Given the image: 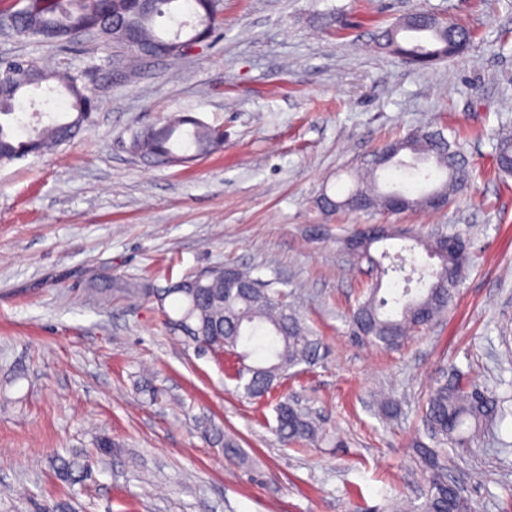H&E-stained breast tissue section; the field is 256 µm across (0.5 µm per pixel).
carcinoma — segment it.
Wrapping results in <instances>:
<instances>
[{"instance_id":"carcinoma-1","label":"carcinoma","mask_w":512,"mask_h":512,"mask_svg":"<svg viewBox=\"0 0 512 512\" xmlns=\"http://www.w3.org/2000/svg\"><path fill=\"white\" fill-rule=\"evenodd\" d=\"M189 6L190 19L177 23L172 31L158 29L162 17L174 19L180 2ZM224 12V0H27L17 14L20 35L40 42L60 45L84 35L110 40L137 57L177 41L194 38L205 41L215 32ZM423 11L411 15L413 23L394 24L381 33L382 46L406 63L421 67L463 53L472 41L471 32L459 25L447 27L443 20L426 22ZM55 80L69 98L71 112L62 121L53 120L19 140L9 131L15 105L24 93ZM90 70L49 71L33 60L10 62L0 75V164L60 146L88 130L96 110L89 91ZM132 152L159 162L184 163L200 159L224 148V131L183 113L169 117L162 125L131 135ZM378 164L366 168L353 179L341 199L327 193L319 197L326 213L337 210L378 211L391 208V193L380 189L377 171L390 167L409 170L420 180L431 178L428 164L440 175L438 184L414 196L400 192L410 209L429 207L432 194L443 196L470 185L471 175L463 147L456 137L442 129L425 128L387 142L375 152ZM494 160L499 172L512 174V135L502 132L494 143ZM363 238L353 254L356 263H367L375 273L362 301L346 315L353 340L382 348L396 349L448 310L468 261L452 267L448 254L435 238L409 237L412 244L401 250L423 248L438 260L436 268L406 269L402 260L383 264L385 251L372 249L381 242L370 228L355 231L343 241L345 247ZM389 277L405 286L380 294L382 281ZM146 293L161 299L165 323L175 333L195 345L237 353L241 368L237 388L253 400L263 401L281 387L291 370L313 366L324 357L323 344L285 289L271 284L235 265L214 266L200 274L186 275L164 288H148ZM273 430L284 444L300 441L317 443L323 433L311 417L281 394L274 406ZM498 413L495 395L475 389L462 374L439 382L428 395L423 409L426 436L431 444L413 443L425 483L424 501L416 512H474L471 501L450 481L446 473V448L463 447L476 438ZM90 468V459H61L57 474L69 483L81 481Z\"/></svg>"}]
</instances>
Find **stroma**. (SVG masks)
<instances>
[{"instance_id": "obj_1", "label": "stroma", "mask_w": 512, "mask_h": 512, "mask_svg": "<svg viewBox=\"0 0 512 512\" xmlns=\"http://www.w3.org/2000/svg\"><path fill=\"white\" fill-rule=\"evenodd\" d=\"M418 8L473 34L461 55L403 64L379 35ZM123 50L79 39L50 46L0 37V62L92 69L88 132L0 164V512H378L424 485L412 446L436 381L456 372L500 412L448 477L475 512H512V176L495 173L494 137L512 120V0H224V23L188 53L121 78ZM48 88L22 101L14 132L69 112ZM191 113L224 148L168 165L134 156L132 132ZM455 129L470 188L439 212L318 209L343 197L386 140ZM364 224L471 243L443 318L404 347L352 341L345 316L372 275L342 241ZM231 263L294 302L326 348L286 392L327 438L286 446L272 407L236 392L224 361L169 334L140 289ZM132 294L103 297L105 281ZM397 404L386 419L373 401ZM233 435L243 460L224 457ZM112 440L81 483L49 461Z\"/></svg>"}]
</instances>
